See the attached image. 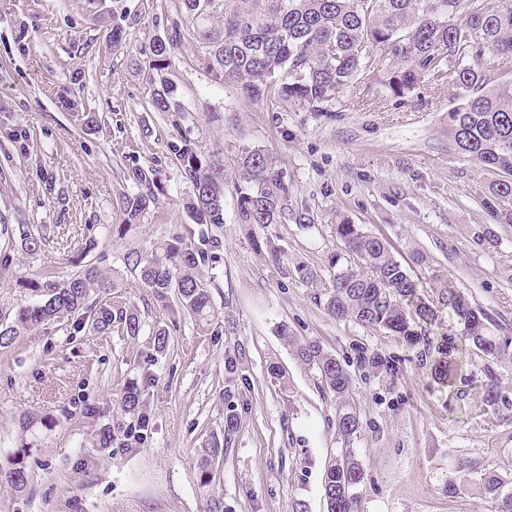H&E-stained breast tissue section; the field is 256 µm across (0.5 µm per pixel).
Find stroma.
Instances as JSON below:
<instances>
[{
  "label": "stroma",
  "mask_w": 512,
  "mask_h": 512,
  "mask_svg": "<svg viewBox=\"0 0 512 512\" xmlns=\"http://www.w3.org/2000/svg\"><path fill=\"white\" fill-rule=\"evenodd\" d=\"M116 24L126 30L118 46ZM176 24L193 26L182 0H0V223L32 225L46 239L31 254L20 238L0 236L13 256L0 268V323L37 300L20 281L65 280L88 258L122 274L112 311L137 313L142 324L134 338L118 324L102 333L51 325L0 354V452L17 446L25 412L57 421L27 460L29 492L0 485V512H208L213 498L224 512H292L298 499L326 512L325 470L342 446L337 402L317 370L294 358L283 329L320 342L351 374L361 512H491L478 483L488 472L512 479V364H486L467 346L455 384L439 385L424 344L330 318L319 288L294 271L300 263L327 273L344 253L335 224L348 218L406 264L438 316L426 328L432 341L457 327L439 296L449 277L512 344V224L497 223L484 200L489 174L448 137L460 90L425 75L396 96L376 63L327 112L251 101L208 72L190 40L167 69H153L150 42ZM161 82L180 111L152 107ZM81 112L98 113L99 126L84 129ZM183 139L203 165L224 171L221 225L192 224L184 208L190 188L168 150ZM247 148L277 157L294 205L315 224L238 223ZM135 167L154 173L157 201L117 238L107 228L123 221L117 200L132 190ZM187 224L219 241L203 269L218 312L205 330L158 307L124 264L130 249L151 252ZM488 227L497 247L481 239ZM415 249L426 265L411 264ZM159 327L170 334L161 354L150 345ZM366 349L392 356L394 374L363 367ZM231 352L240 357L232 376ZM272 361L281 376L268 372ZM492 374L506 400L489 407L482 392ZM142 380L151 424L132 443L135 423L119 396ZM87 404L111 421V448L83 417ZM216 439L224 454L213 463L215 485L203 489L200 451ZM461 472L467 489L449 494Z\"/></svg>",
  "instance_id": "35a3bbf8"
}]
</instances>
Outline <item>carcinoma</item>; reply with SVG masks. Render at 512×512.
Listing matches in <instances>:
<instances>
[{"instance_id":"obj_1","label":"carcinoma","mask_w":512,"mask_h":512,"mask_svg":"<svg viewBox=\"0 0 512 512\" xmlns=\"http://www.w3.org/2000/svg\"><path fill=\"white\" fill-rule=\"evenodd\" d=\"M195 17L192 32L174 25L150 43L158 69L169 65L171 56L186 41V35L202 46L200 63L205 69L237 83L250 100L274 95L285 104L313 112H327L360 73L377 58L391 59L395 66L385 71V83L397 93L413 90L419 76L450 80L462 90V102L448 111V136L458 153L478 162L494 175L485 187L487 204L500 224H512V81L490 85L489 75L507 65L512 57V0H184ZM151 104L159 112H179L171 90H153ZM191 187L186 210L195 224L224 223V173L204 166L191 143L168 145ZM244 188L237 208L242 224H284L305 228L315 223L314 214L293 205L277 159L259 148L241 155ZM135 189L119 198L124 223L107 231L122 236L126 227L139 223L156 202L154 179L133 168ZM7 235L19 233L27 252L41 251L43 237L29 225H17ZM336 237L352 257L345 266L334 267L320 294L325 313L336 320H352L400 336L411 344L425 342L434 355V376L451 385L457 374L458 342L464 341L492 363H512L509 345L491 333L489 318L471 304L451 279L440 289L462 336H448L436 344L420 327L434 320L432 308L417 297V285L406 267L395 258L387 242L363 231L347 219L336 222ZM208 252L197 247L192 233H175L155 247L151 255L131 251L126 265L149 289L156 304L172 308L171 294L180 307L192 314L197 326L211 324L216 316L201 268ZM20 286L42 300L19 310L13 322L0 325V352L14 349L20 340L39 328L74 318V330L90 323L103 332L112 327V306L99 296L117 288L95 263L90 262L68 280H25ZM294 357L317 369L321 382L340 400L336 429L344 448L326 470L323 497L327 512H358L356 489L364 471L353 441L361 433L357 412L343 403L351 377L345 366L317 341H298L283 333ZM362 362L376 374H390L395 361L379 351L362 352ZM489 407L503 400L498 380L489 379L483 391ZM125 411L149 426L142 391L131 382L122 392ZM55 424L35 411L23 418L31 442L0 456V484L17 491L27 488L29 477L24 458L35 447L39 433ZM218 447L202 449L200 484L213 482L212 460ZM507 481L495 473L481 478L480 490L496 504V512H512V492L503 493Z\"/></svg>"}]
</instances>
